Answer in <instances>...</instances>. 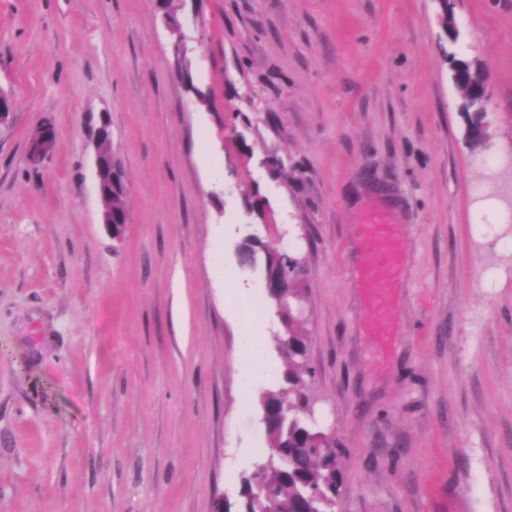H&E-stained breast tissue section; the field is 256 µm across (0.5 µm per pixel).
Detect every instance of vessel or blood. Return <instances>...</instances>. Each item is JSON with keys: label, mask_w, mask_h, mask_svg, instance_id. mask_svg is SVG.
<instances>
[{"label": "vessel or blood", "mask_w": 512, "mask_h": 512, "mask_svg": "<svg viewBox=\"0 0 512 512\" xmlns=\"http://www.w3.org/2000/svg\"><path fill=\"white\" fill-rule=\"evenodd\" d=\"M361 245L365 256L362 275L368 300V329L378 349L385 352L394 339L391 295L399 287V243L395 226L384 213H372L362 224Z\"/></svg>", "instance_id": "vessel-or-blood-1"}]
</instances>
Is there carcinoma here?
Returning a JSON list of instances; mask_svg holds the SVG:
<instances>
[{
	"label": "carcinoma",
	"instance_id": "1",
	"mask_svg": "<svg viewBox=\"0 0 512 512\" xmlns=\"http://www.w3.org/2000/svg\"><path fill=\"white\" fill-rule=\"evenodd\" d=\"M268 294L288 332L280 338L287 368L282 384L261 397L270 449L241 481L243 512H335L344 468L335 436L312 413L310 337L299 329L304 292L290 278L288 287Z\"/></svg>",
	"mask_w": 512,
	"mask_h": 512
}]
</instances>
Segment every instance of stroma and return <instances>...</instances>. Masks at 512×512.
Wrapping results in <instances>:
<instances>
[{
  "mask_svg": "<svg viewBox=\"0 0 512 512\" xmlns=\"http://www.w3.org/2000/svg\"><path fill=\"white\" fill-rule=\"evenodd\" d=\"M451 3L454 43L437 0H182L177 38L154 0H0V512H235L285 369L248 241L304 266L336 512H512V0ZM451 52L488 70L486 114ZM373 209L400 245L384 357ZM55 144L53 127L43 122L41 128L29 140V155L33 162L39 161L48 154ZM110 139V132L107 124H102L98 129L96 135L95 145V167H96V179L97 189L101 197L105 200L106 196L112 194V191H121L127 194V185L124 178L118 170L109 166L107 162L103 160L101 154V143L104 140ZM361 245L365 256L362 275L368 300V329L378 349L385 353L394 339L391 295L399 288V243L395 226L384 213L374 212L362 224Z\"/></svg>",
  "mask_w": 512,
  "mask_h": 512,
  "instance_id": "1",
  "label": "stroma"
}]
</instances>
